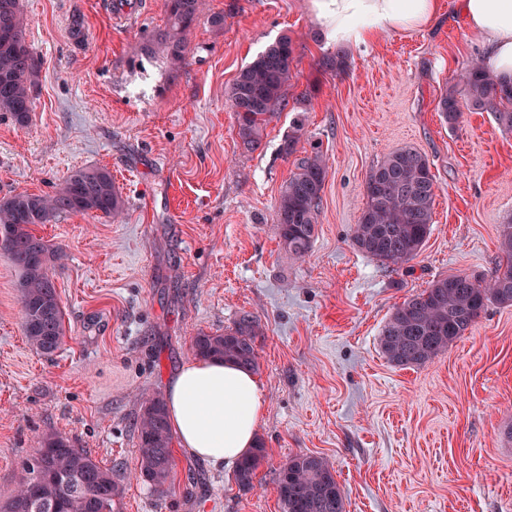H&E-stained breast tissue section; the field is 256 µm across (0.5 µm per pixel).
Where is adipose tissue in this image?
Wrapping results in <instances>:
<instances>
[{
    "instance_id": "adipose-tissue-1",
    "label": "adipose tissue",
    "mask_w": 512,
    "mask_h": 512,
    "mask_svg": "<svg viewBox=\"0 0 512 512\" xmlns=\"http://www.w3.org/2000/svg\"><path fill=\"white\" fill-rule=\"evenodd\" d=\"M440 0H308L325 46H357L434 26ZM468 29L484 46L482 65L512 82V0H461ZM167 412L178 445L202 462L234 469L255 446L264 413L257 377L221 360L189 361L170 379Z\"/></svg>"
}]
</instances>
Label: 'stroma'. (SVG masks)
Instances as JSON below:
<instances>
[{
    "instance_id": "obj_1",
    "label": "stroma",
    "mask_w": 512,
    "mask_h": 512,
    "mask_svg": "<svg viewBox=\"0 0 512 512\" xmlns=\"http://www.w3.org/2000/svg\"><path fill=\"white\" fill-rule=\"evenodd\" d=\"M22 4L42 72L27 127L0 112V200L52 193L98 166L125 210L35 226L66 253L51 270L66 328L52 355L28 344L18 273L0 257V505L54 431L116 471L118 512H282L278 471L299 453L330 461L346 512H512V307L489 305L422 367L391 365L378 341L394 308L432 280L490 278L512 222V131L469 108L451 128L437 110L483 55L457 0H441L433 28L347 49L340 74L319 65L331 51L306 0H206L181 64L142 51L166 27L164 0ZM284 35L295 48L288 103L248 151L226 92ZM144 81L147 93L132 94ZM405 146L436 177L433 225L416 259L388 268L351 236L370 169ZM315 149L328 176L312 248L295 260L275 205ZM243 311L264 329L267 457L254 486L177 449L170 490L157 494L135 476L141 405L193 360L199 332L224 331Z\"/></svg>"
}]
</instances>
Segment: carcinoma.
<instances>
[{"label": "carcinoma", "instance_id": "cac0c4a2", "mask_svg": "<svg viewBox=\"0 0 512 512\" xmlns=\"http://www.w3.org/2000/svg\"><path fill=\"white\" fill-rule=\"evenodd\" d=\"M164 7L167 27L147 39L142 49L161 47L173 61L182 62L184 33L201 16L203 0H165ZM293 54L291 38H279L241 70L227 91L237 135L248 150L259 147L264 129L288 98ZM41 67L26 38L20 0H0V112L9 113L20 127L29 121ZM459 85L468 107L494 113L498 124L512 131V84L494 80L479 64L466 67L439 98L438 111L448 127H455L461 114ZM327 175L325 162L316 153L301 159L281 187L275 229L293 259L306 256L312 246ZM365 196L352 233L354 246L389 267L417 258L431 232L436 197L427 157L411 146L387 154L367 174ZM123 211L124 200L112 174L102 167L74 171L52 194L18 193L0 203V231L10 236L8 243L0 242V255L19 273L22 330L37 351L54 354L65 336L64 314L50 275L63 251L34 234L31 226L72 214L112 219ZM499 251V265L490 280L450 274L396 306L379 336L388 362L400 368L424 366L464 336L488 304L512 307V287H499L502 277L512 279L511 223L503 225ZM261 335L258 319L243 311L232 327L195 336L192 350L199 358L231 361L255 371ZM136 429L139 477L163 494L173 469V434L159 395L144 401ZM38 444V456L29 466L31 477L3 505V512H115L121 488L112 469L102 467L61 433H46ZM265 457L260 440L235 472L240 487L253 486ZM277 490L283 512H345L335 471L322 456L288 458L279 468Z\"/></svg>", "mask_w": 512, "mask_h": 512}]
</instances>
